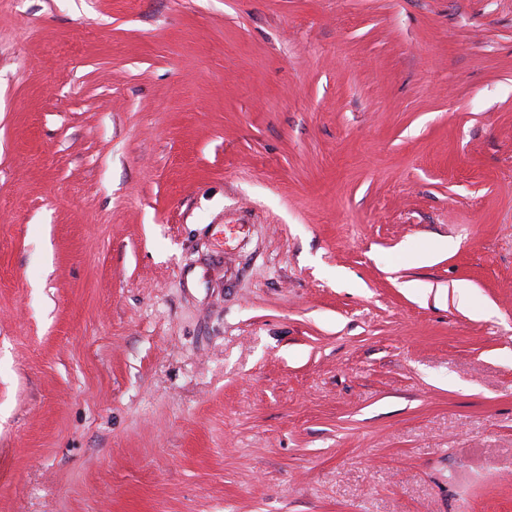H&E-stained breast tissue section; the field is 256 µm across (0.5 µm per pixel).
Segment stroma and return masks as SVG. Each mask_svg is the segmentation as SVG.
I'll use <instances>...</instances> for the list:
<instances>
[{
  "instance_id": "obj_1",
  "label": "stroma",
  "mask_w": 512,
  "mask_h": 512,
  "mask_svg": "<svg viewBox=\"0 0 512 512\" xmlns=\"http://www.w3.org/2000/svg\"><path fill=\"white\" fill-rule=\"evenodd\" d=\"M0 512H512V0H0Z\"/></svg>"
}]
</instances>
